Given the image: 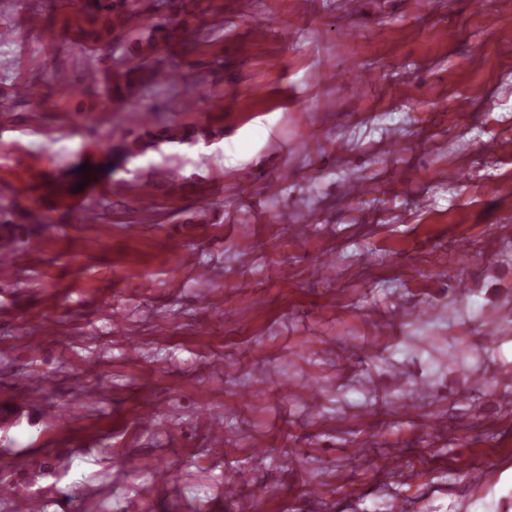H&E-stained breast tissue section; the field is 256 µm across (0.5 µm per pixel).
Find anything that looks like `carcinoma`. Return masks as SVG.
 <instances>
[{
    "mask_svg": "<svg viewBox=\"0 0 512 512\" xmlns=\"http://www.w3.org/2000/svg\"><path fill=\"white\" fill-rule=\"evenodd\" d=\"M201 0H81L83 24L75 31L78 42L100 46L107 51L112 47V40L129 34L137 26L150 28L147 48L150 53L180 52L192 53L195 40L191 39L193 29L190 21L205 14L200 5ZM124 70L114 73L110 69L100 70L90 67L86 74L89 88L105 96L108 101L131 98L139 88L154 85L161 81L182 80L193 85L199 84L195 74L187 69L182 72L167 71L160 64H152L146 57L129 58L123 64ZM16 102L29 105L40 99L38 85L23 84L14 92ZM212 130L207 127L187 131L179 126L165 130L163 139L171 143L207 138ZM153 145L151 135H139L126 142L125 156L133 158ZM179 175L172 170L159 173V179L147 182L144 187L152 190L157 187H175Z\"/></svg>",
    "mask_w": 512,
    "mask_h": 512,
    "instance_id": "carcinoma-1",
    "label": "carcinoma"
}]
</instances>
